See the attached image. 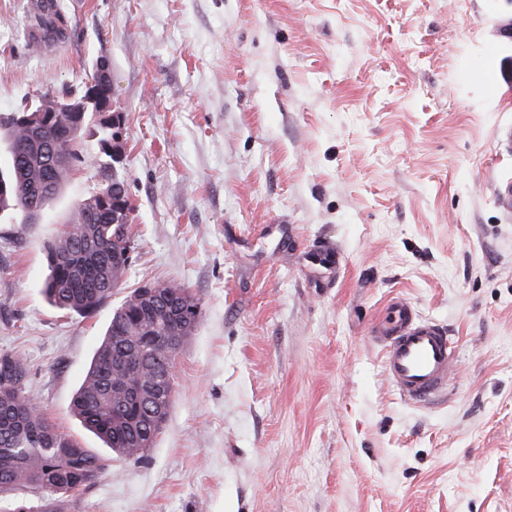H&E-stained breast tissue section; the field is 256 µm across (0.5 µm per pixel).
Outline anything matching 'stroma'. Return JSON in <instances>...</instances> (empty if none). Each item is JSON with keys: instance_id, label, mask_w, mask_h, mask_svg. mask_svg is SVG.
Masks as SVG:
<instances>
[{"instance_id": "stroma-1", "label": "stroma", "mask_w": 512, "mask_h": 512, "mask_svg": "<svg viewBox=\"0 0 512 512\" xmlns=\"http://www.w3.org/2000/svg\"><path fill=\"white\" fill-rule=\"evenodd\" d=\"M0 0V113L111 63L118 158L41 223H0V352L52 422L122 294L50 308L43 244L103 170L135 207L127 287L201 299L147 460L110 459L64 512H512V16L499 0ZM445 325L446 397L388 382L392 297ZM65 23L59 3L54 0H47L43 7L42 16L39 18V26L44 28L46 35L51 38L61 36Z\"/></svg>"}]
</instances>
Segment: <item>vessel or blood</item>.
Listing matches in <instances>:
<instances>
[{"instance_id":"vessel-or-blood-1","label":"vessel or blood","mask_w":512,"mask_h":512,"mask_svg":"<svg viewBox=\"0 0 512 512\" xmlns=\"http://www.w3.org/2000/svg\"><path fill=\"white\" fill-rule=\"evenodd\" d=\"M369 338L383 351V369L406 401L428 406L448 386L454 353L447 329L422 317L405 298H391L372 321Z\"/></svg>"}]
</instances>
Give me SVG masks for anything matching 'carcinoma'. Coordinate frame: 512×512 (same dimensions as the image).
Here are the masks:
<instances>
[{"mask_svg":"<svg viewBox=\"0 0 512 512\" xmlns=\"http://www.w3.org/2000/svg\"><path fill=\"white\" fill-rule=\"evenodd\" d=\"M39 26L51 38L62 35L65 19L56 0H46ZM30 116L24 106L0 123L14 155L9 185L0 192V221L43 210L89 152L83 131L93 111L55 113L36 124ZM116 209L123 216L118 224ZM135 249L124 180L97 185L45 242L46 301L60 311L94 315L125 284ZM200 316V299L174 282H143L112 310L70 412L115 457L134 463L148 457L143 446L155 443L174 393L176 356L164 352L166 340L184 345ZM26 375L19 356L0 354V512H63L65 499L100 480L105 464L48 420L25 394ZM20 488L34 490L33 499L11 497Z\"/></svg>","mask_w":512,"mask_h":512,"instance_id":"1","label":"carcinoma"}]
</instances>
